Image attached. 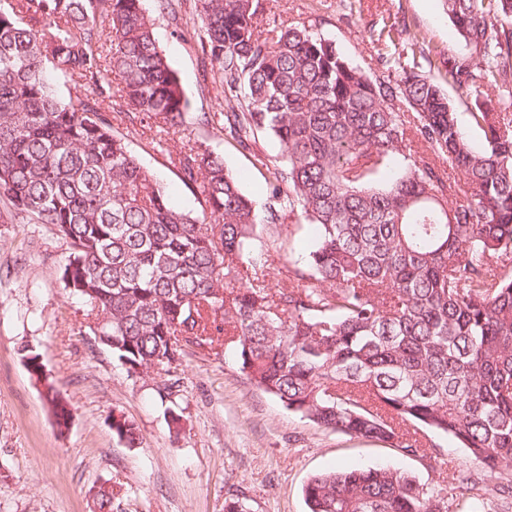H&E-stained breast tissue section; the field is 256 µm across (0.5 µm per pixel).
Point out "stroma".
I'll use <instances>...</instances> for the list:
<instances>
[{"label": "stroma", "instance_id": "obj_1", "mask_svg": "<svg viewBox=\"0 0 512 512\" xmlns=\"http://www.w3.org/2000/svg\"><path fill=\"white\" fill-rule=\"evenodd\" d=\"M263 24L310 26L363 68L381 71L372 31L405 22L430 49L476 61L449 20L443 0H262ZM161 49L179 72L194 114L210 111L198 55L166 17L156 19ZM197 138L224 156L257 203L267 201V171L204 125ZM128 144L162 183L172 205L198 211L199 199L143 137ZM67 239L46 224H22L0 206V512H93L94 491L113 490V512H224L229 499L250 512H307L304 485L336 469L391 466L431 487L433 462L380 441L318 427L289 412L243 374L232 354L185 347L171 372H128L87 325L82 301L60 280ZM38 351L49 374L40 383L25 356ZM177 379L171 394L158 388ZM73 418L59 431L46 385ZM123 414L138 429L127 446L112 431Z\"/></svg>", "mask_w": 512, "mask_h": 512}]
</instances>
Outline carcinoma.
<instances>
[{
  "label": "carcinoma",
  "mask_w": 512,
  "mask_h": 512,
  "mask_svg": "<svg viewBox=\"0 0 512 512\" xmlns=\"http://www.w3.org/2000/svg\"><path fill=\"white\" fill-rule=\"evenodd\" d=\"M156 4L196 41L200 90H217L198 119L144 0L0 8V203L69 240L61 281L97 317L95 340L132 372H168L188 344L226 349L314 424L448 467L436 488L336 469L305 484L308 512H448L449 485L512 482V101L475 104L477 151L441 84L512 83V0H444L480 61L438 52L442 77L409 68L424 42L396 21L377 30L378 75L304 25L261 29L260 0ZM56 75L73 84L65 99ZM196 120L266 168L267 203L191 137ZM138 131L154 150L182 134L169 163L200 212L174 209L128 147ZM262 138L276 155L253 151ZM286 223L314 240L282 286L256 241L261 225ZM47 391L67 427L68 403ZM112 430L135 446L134 423L114 415ZM428 432L456 441L466 464L426 447ZM112 507L100 486L94 512Z\"/></svg>",
  "instance_id": "cac0c4a2"
}]
</instances>
